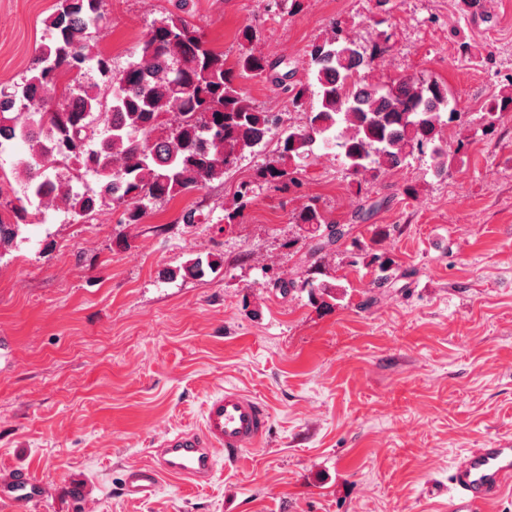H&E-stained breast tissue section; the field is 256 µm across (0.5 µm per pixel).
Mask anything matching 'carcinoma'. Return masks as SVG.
Instances as JSON below:
<instances>
[{
	"mask_svg": "<svg viewBox=\"0 0 512 512\" xmlns=\"http://www.w3.org/2000/svg\"><path fill=\"white\" fill-rule=\"evenodd\" d=\"M187 0L140 42L136 61L123 70L112 57L92 52L102 19V0H56L48 19L49 41L34 57L19 83L0 87V152L18 141L27 156L17 167L26 176L27 196L43 208L57 203L74 217L96 208L124 205V223L139 224L150 205L201 190L224 178L246 152L279 132L277 157L261 171L276 188L296 184L282 161L304 158L319 140L336 142L348 170L360 183L401 166L415 152L429 154L434 172L448 173V126L461 120L448 88L434 78L404 77L389 84L361 76L390 49L385 33L361 45L333 25L309 45L310 76L293 83L280 63L253 48H243L235 65L211 48L184 13ZM88 71L96 79L85 81ZM260 78L287 95L303 123L283 128L273 112L256 106L237 83ZM317 104L307 106L311 88ZM512 112V92L488 103L482 119L492 129ZM96 186L78 187L88 174ZM255 187L242 181L228 224L243 217ZM31 213L11 200L0 204V252L9 249ZM311 240L303 264L318 268L342 245L336 222L312 198L292 216ZM221 266L209 254L190 259L184 275L202 278ZM338 285L313 277L288 283L308 292L320 307L336 301Z\"/></svg>",
	"mask_w": 512,
	"mask_h": 512,
	"instance_id": "cac0c4a2",
	"label": "carcinoma"
}]
</instances>
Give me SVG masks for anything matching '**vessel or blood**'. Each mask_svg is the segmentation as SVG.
Listing matches in <instances>:
<instances>
[{"instance_id": "1", "label": "vessel or blood", "mask_w": 512, "mask_h": 512, "mask_svg": "<svg viewBox=\"0 0 512 512\" xmlns=\"http://www.w3.org/2000/svg\"><path fill=\"white\" fill-rule=\"evenodd\" d=\"M270 427V412L262 401L235 388L225 389L206 402L200 428L166 436L152 463L127 469L124 489L127 494L147 498L166 476L190 483L207 481L217 460L235 463L262 442ZM510 486L512 447L473 449L451 468L448 512H484ZM39 497L38 484L22 474L0 481V499L30 504Z\"/></svg>"}]
</instances>
